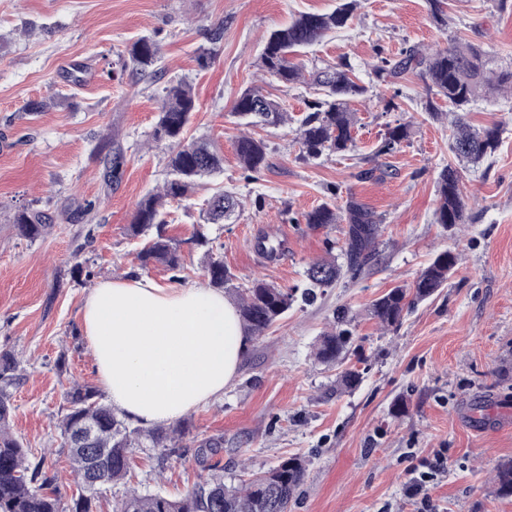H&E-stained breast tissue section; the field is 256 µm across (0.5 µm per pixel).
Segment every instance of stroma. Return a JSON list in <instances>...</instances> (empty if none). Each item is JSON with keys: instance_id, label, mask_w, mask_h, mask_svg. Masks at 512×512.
Masks as SVG:
<instances>
[{"instance_id": "obj_1", "label": "stroma", "mask_w": 512, "mask_h": 512, "mask_svg": "<svg viewBox=\"0 0 512 512\" xmlns=\"http://www.w3.org/2000/svg\"><path fill=\"white\" fill-rule=\"evenodd\" d=\"M447 2L443 30L426 0H363L352 21L299 55L308 70L347 59L370 88L353 105V150L305 161L297 120L321 92L284 86L258 62L272 30L302 13L332 11L337 0H0V352L16 354L24 374L11 430L44 455L63 498L75 488L59 438L64 393L74 381L98 383L81 331L96 281L135 275L169 288L208 284L207 253L189 243L201 229L236 288L263 280L301 289L312 261L341 256L347 232L342 220L306 224L305 213L325 202L341 209L353 197L381 219L375 260L249 337L223 395L182 417L181 447L133 449L131 474L103 484L98 512H112L132 491L184 494L209 478L198 450L214 441L228 483L302 457L288 512H419V497L408 491L412 471L439 458L444 470L427 486L435 512H512V497L499 498L493 482L497 465L512 459V94L470 106L468 123L500 126L502 142L493 158L463 169L467 221L448 229L434 212L438 175L457 163L450 120L426 118L418 77L382 82L372 73L378 57L442 48L451 36L481 45L493 65H512L511 7ZM140 36L158 42L163 76L127 66L125 47ZM206 51L213 58L204 66ZM179 80L198 103L184 136L214 141L224 170L167 207L168 233L183 242L176 272L142 267L144 241L126 228L138 201L167 177L168 147L152 133L163 87ZM255 85L283 105L288 121L245 127L232 107ZM390 97L399 110L384 111ZM31 102L43 110L27 111ZM397 123L407 139L380 153L387 125ZM244 131L267 146L255 172L235 153ZM113 159L120 166L111 174ZM366 169L373 177L361 178ZM222 191L241 202L232 223L204 224L202 200ZM90 201L95 209L82 215ZM28 203L54 220L34 242L13 227L17 207ZM264 239L275 254L259 249ZM446 250L458 257L447 287L412 305L399 326L382 328L373 301L412 284ZM343 329L349 349L336 363L319 362L320 337ZM348 369L363 380L344 393L338 381ZM401 399L407 409L394 414Z\"/></svg>"}]
</instances>
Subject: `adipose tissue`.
I'll use <instances>...</instances> for the list:
<instances>
[{
  "mask_svg": "<svg viewBox=\"0 0 512 512\" xmlns=\"http://www.w3.org/2000/svg\"><path fill=\"white\" fill-rule=\"evenodd\" d=\"M81 324L112 408L145 427L170 424L222 395L247 343L222 291L164 288L134 276L100 281Z\"/></svg>",
  "mask_w": 512,
  "mask_h": 512,
  "instance_id": "obj_1",
  "label": "adipose tissue"
}]
</instances>
